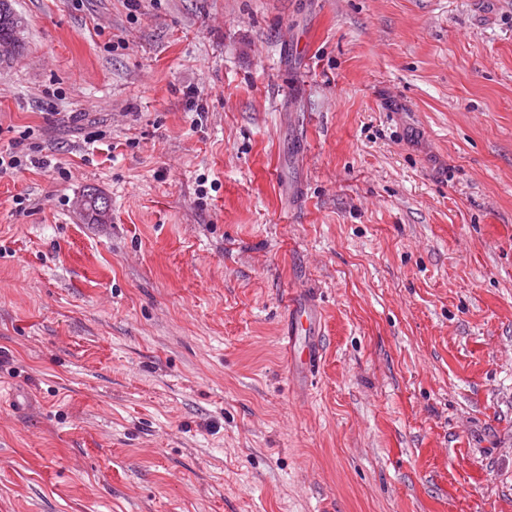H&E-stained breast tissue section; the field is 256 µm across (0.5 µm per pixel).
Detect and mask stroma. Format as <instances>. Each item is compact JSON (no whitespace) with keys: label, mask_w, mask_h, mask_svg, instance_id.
I'll use <instances>...</instances> for the list:
<instances>
[{"label":"stroma","mask_w":512,"mask_h":512,"mask_svg":"<svg viewBox=\"0 0 512 512\" xmlns=\"http://www.w3.org/2000/svg\"><path fill=\"white\" fill-rule=\"evenodd\" d=\"M13 8L0 512H512V0ZM22 144L21 141L12 144V147L6 148L5 150L0 149V177L5 175L13 174L14 171L20 170L23 167L30 165H44L43 158H39L34 153H38L39 150L33 149L31 153H23L16 151Z\"/></svg>","instance_id":"obj_1"}]
</instances>
